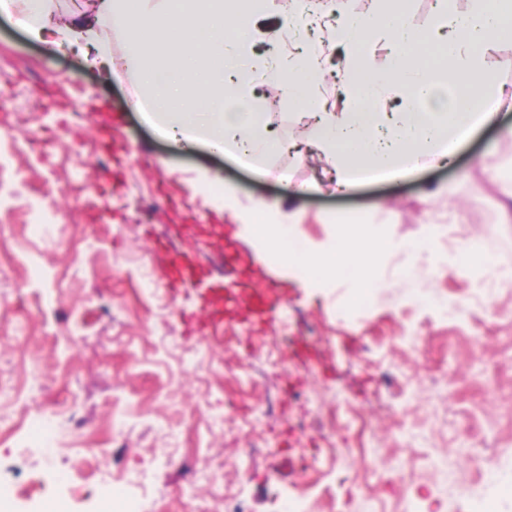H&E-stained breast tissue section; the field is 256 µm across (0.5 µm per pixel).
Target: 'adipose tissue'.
<instances>
[{
  "label": "adipose tissue",
  "instance_id": "adipose-tissue-1",
  "mask_svg": "<svg viewBox=\"0 0 512 512\" xmlns=\"http://www.w3.org/2000/svg\"><path fill=\"white\" fill-rule=\"evenodd\" d=\"M436 0L431 27L415 28L407 0H372L363 13L348 9L329 26L326 42L308 46L303 55L287 54L277 63L257 59L256 40L263 34L253 21L270 0H87L83 11L68 16L57 0H17L28 35L54 52L61 42L80 44L89 65L119 63L137 73L149 95L132 100L134 110L175 138L205 141L226 153L257 158L272 145L264 113L242 112L254 99L259 79H277L289 98L313 110L315 131L306 145L333 168L330 185L345 191L366 173L402 176L427 160L450 158L458 144L492 124L512 95L496 92L498 70L489 63L493 46L512 42V0H468L465 11ZM121 26L131 46L121 57L112 53V28ZM181 46L179 69L160 72L144 43ZM383 46L386 61L376 65L371 47ZM344 54L342 105H328L317 84L328 52ZM260 203L242 231L280 254L284 266H308L312 286L333 282L356 268V293L375 288L374 269L392 240L381 237L368 253L361 247L368 225H343L336 238L299 255L284 244L285 227L270 223Z\"/></svg>",
  "mask_w": 512,
  "mask_h": 512
}]
</instances>
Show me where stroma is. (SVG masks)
Segmentation results:
<instances>
[{
  "label": "stroma",
  "instance_id": "stroma-1",
  "mask_svg": "<svg viewBox=\"0 0 512 512\" xmlns=\"http://www.w3.org/2000/svg\"><path fill=\"white\" fill-rule=\"evenodd\" d=\"M1 80L0 488L23 493L0 512H111L104 486L139 512H512V278L456 249L512 253V110L454 163L340 195L316 155L254 169L167 141L126 107L136 77L46 56L0 10ZM258 102L280 137L308 132L277 82ZM260 202L309 246L340 224L397 243L369 305L244 235ZM242 281L280 306L186 333L201 294ZM493 454L507 479L483 478Z\"/></svg>",
  "mask_w": 512,
  "mask_h": 512
}]
</instances>
